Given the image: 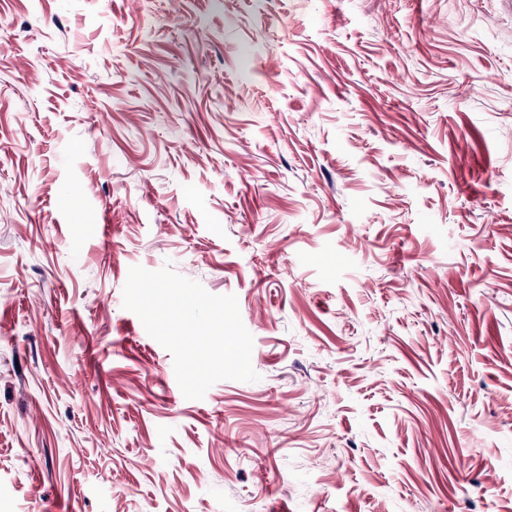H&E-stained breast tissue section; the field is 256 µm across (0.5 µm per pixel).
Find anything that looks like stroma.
Instances as JSON below:
<instances>
[{
	"label": "stroma",
	"mask_w": 512,
	"mask_h": 512,
	"mask_svg": "<svg viewBox=\"0 0 512 512\" xmlns=\"http://www.w3.org/2000/svg\"><path fill=\"white\" fill-rule=\"evenodd\" d=\"M0 18V512H512V0ZM167 264L257 381L183 396Z\"/></svg>",
	"instance_id": "obj_1"
}]
</instances>
